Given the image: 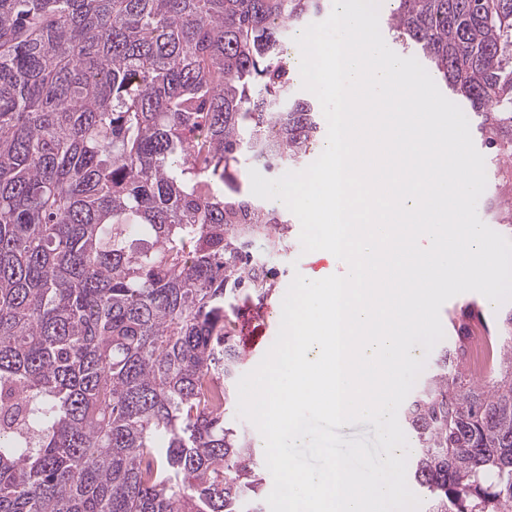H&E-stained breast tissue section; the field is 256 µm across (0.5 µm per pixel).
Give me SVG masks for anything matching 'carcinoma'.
Listing matches in <instances>:
<instances>
[{
	"label": "carcinoma",
	"instance_id": "carcinoma-1",
	"mask_svg": "<svg viewBox=\"0 0 512 512\" xmlns=\"http://www.w3.org/2000/svg\"><path fill=\"white\" fill-rule=\"evenodd\" d=\"M393 39L512 163V0H396ZM325 0H0V512H264L233 316L290 225L245 166L304 159L288 31ZM406 402L424 512H512V314Z\"/></svg>",
	"mask_w": 512,
	"mask_h": 512
}]
</instances>
